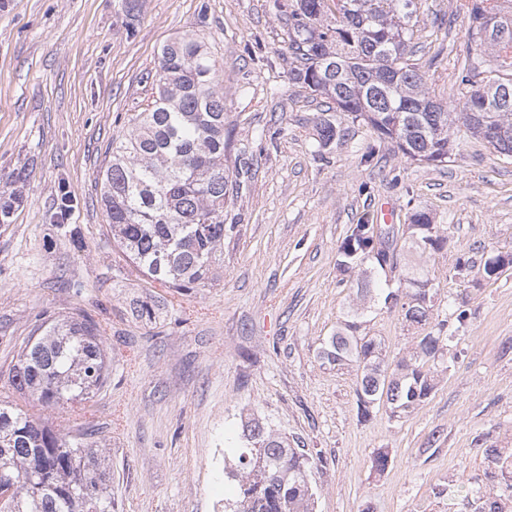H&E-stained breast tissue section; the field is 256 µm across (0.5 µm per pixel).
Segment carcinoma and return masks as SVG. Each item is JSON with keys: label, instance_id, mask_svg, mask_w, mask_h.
I'll return each instance as SVG.
<instances>
[{"label": "carcinoma", "instance_id": "carcinoma-1", "mask_svg": "<svg viewBox=\"0 0 512 512\" xmlns=\"http://www.w3.org/2000/svg\"><path fill=\"white\" fill-rule=\"evenodd\" d=\"M421 0H342L339 14L328 0H292L287 49L292 84L336 104L378 138H390L408 159L448 162L450 131L463 127L499 155L512 159V12L498 0H471L468 39L461 49L465 75L457 105L433 101L429 71L413 62ZM151 105L128 118L127 135L112 142L101 175V199L112 239L124 260L153 283L177 292L218 281L224 263V202L238 190L230 170V132L224 129V88L205 42L185 34L163 46ZM318 147L349 134L328 117L317 122ZM422 245L446 239L425 211L410 216ZM372 224H355L339 248L337 266L373 261L394 266L376 249ZM430 279L421 269L403 285L383 292L357 289L363 300L384 295L401 304L408 326L433 319ZM448 320L413 337L412 347L389 363L377 338L357 335L347 321L320 352L329 364H357L358 415L383 407L404 418L430 398L438 368L453 342ZM110 358L100 324L85 313L66 315L21 345L9 377L15 392L52 411L92 399L109 378ZM241 445L229 449L224 477L237 484L224 512H315L310 456L288 438L272 434L258 418L241 421ZM512 453L484 449L485 473L500 476ZM14 479L12 498L0 512H112V477L98 457L94 431L85 421L67 431L0 399V477ZM466 497L472 512H498L512 497V482Z\"/></svg>", "mask_w": 512, "mask_h": 512}]
</instances>
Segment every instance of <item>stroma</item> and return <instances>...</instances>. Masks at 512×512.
Masks as SVG:
<instances>
[{"label": "stroma", "instance_id": "obj_1", "mask_svg": "<svg viewBox=\"0 0 512 512\" xmlns=\"http://www.w3.org/2000/svg\"><path fill=\"white\" fill-rule=\"evenodd\" d=\"M465 0H422L419 64L433 100L456 99L468 37ZM288 12L275 0H0V188L23 201L0 226V395L39 314L89 312L102 328L110 379L90 406L112 474V512H224L235 487L224 451L242 415L318 454L316 512H459L461 495L493 489L482 450L512 448V160L465 129L441 166L408 160L365 123L319 148L326 110L288 80ZM204 38L223 74L226 124L241 170L224 205V267L213 286L175 292L120 256L101 201L107 148L151 99L158 54L174 37ZM74 247L58 226L63 192ZM397 223L428 212L439 250L398 243V268L337 267L351 225L383 201ZM474 260L454 275L457 260ZM427 271L436 314L469 313L431 397L410 416L357 414L356 368L320 348L351 316L398 357L415 331L400 308L364 306L369 280ZM147 304L152 320L138 318ZM440 437L430 445L431 434ZM391 463L377 473L378 449ZM445 495H438L439 487Z\"/></svg>", "mask_w": 512, "mask_h": 512}]
</instances>
